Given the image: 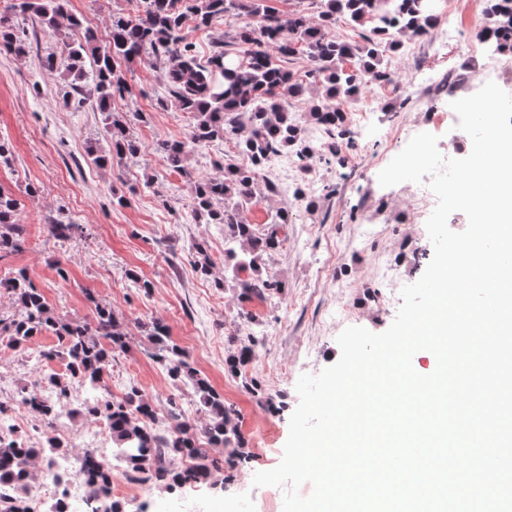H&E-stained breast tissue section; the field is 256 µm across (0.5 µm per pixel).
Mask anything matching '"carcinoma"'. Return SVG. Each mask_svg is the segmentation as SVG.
Masks as SVG:
<instances>
[{
    "instance_id": "cac0c4a2",
    "label": "carcinoma",
    "mask_w": 512,
    "mask_h": 512,
    "mask_svg": "<svg viewBox=\"0 0 512 512\" xmlns=\"http://www.w3.org/2000/svg\"><path fill=\"white\" fill-rule=\"evenodd\" d=\"M129 2L134 12L112 14L103 40L90 28L75 38L66 35L80 29V20L67 10V0H20L19 8L22 13H34L45 34L61 38L41 57V68L51 73L62 67L71 77L69 89L62 93L64 106H79L89 97L105 114L108 153L96 157L101 164L140 152L127 116L112 111L115 99L132 93L125 69L136 61L163 64L171 99L192 117L184 140H165L157 146L168 170L184 173L192 150L229 136L236 138L238 154L248 164L226 161L223 178L196 180L192 211L201 224L224 225V263L233 273L231 288L239 290L241 301H264L281 293L282 282L263 273L266 259L279 248L277 231L260 232L243 216L244 207L254 198L259 166L279 154L296 156L305 168L312 160L343 164L345 155L340 150L355 149L343 100L356 97L367 76L381 85L392 82L390 59L404 54L408 45L437 21L428 0H320L315 22L300 11L285 22L267 0ZM484 5L496 29L512 33V0H484ZM189 18L199 28L227 22L224 41L204 65L184 33ZM342 18L363 28L361 41L351 43L330 35ZM0 49L17 57L28 55L30 49L28 39L17 34L12 17L2 13ZM298 58L308 63L303 75L280 65ZM302 98L309 102L305 116L290 109L291 101ZM169 100L156 98L163 108ZM309 124L325 136L318 155L312 153L306 133ZM17 211V199L0 189V253L16 250L23 239ZM47 232L56 240H65L83 228L55 221L47 225ZM4 283L20 313L8 322L0 318V335L21 345L37 334L50 333L57 337L60 349L39 353L38 360L46 363L58 356L67 360L64 373L42 372V380L56 395L39 403V415L49 423L70 399L76 384L89 391L105 386L112 352L127 344L125 321L107 304L96 305L90 321L67 320L50 308L23 270ZM140 328L153 346L152 359L169 377L195 392L207 416L205 425L199 427L184 419L174 407L168 428L142 425L141 418L151 413V404L136 385L108 400H85L72 407L69 416L82 421L107 417L115 457L124 464L123 474L170 489L198 483L221 470L218 460L199 448L201 438L212 447L229 449L233 459L246 460L248 451L235 406L226 403L187 361L164 322L154 320ZM263 336L262 332L252 335L250 343L227 358L225 369L231 376H242ZM72 450L70 443L51 434L37 448L11 434H0V512H31L30 466L39 458L50 468L57 455L70 456ZM184 455L195 459L188 469L176 463ZM113 471L106 463L86 462L81 474L87 486V512H122L121 503L112 495Z\"/></svg>"
}]
</instances>
